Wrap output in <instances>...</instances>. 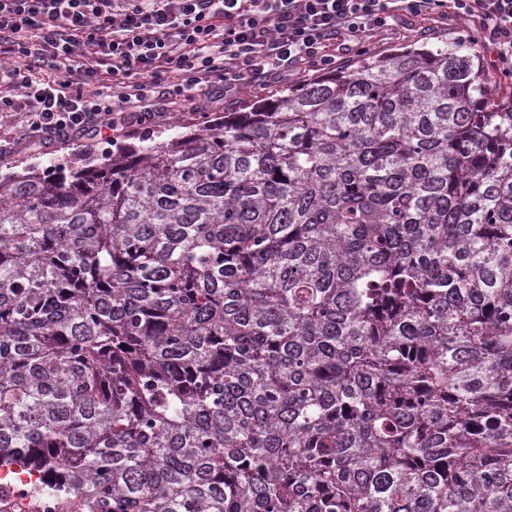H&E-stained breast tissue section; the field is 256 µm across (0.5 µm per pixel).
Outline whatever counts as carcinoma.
I'll use <instances>...</instances> for the list:
<instances>
[{"mask_svg":"<svg viewBox=\"0 0 512 512\" xmlns=\"http://www.w3.org/2000/svg\"><path fill=\"white\" fill-rule=\"evenodd\" d=\"M0 468L83 512H512V106L474 48L0 176Z\"/></svg>","mask_w":512,"mask_h":512,"instance_id":"carcinoma-1","label":"carcinoma"}]
</instances>
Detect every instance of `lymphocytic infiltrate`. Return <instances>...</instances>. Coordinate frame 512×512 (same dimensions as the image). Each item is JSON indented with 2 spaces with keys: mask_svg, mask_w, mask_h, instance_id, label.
Masks as SVG:
<instances>
[{
  "mask_svg": "<svg viewBox=\"0 0 512 512\" xmlns=\"http://www.w3.org/2000/svg\"><path fill=\"white\" fill-rule=\"evenodd\" d=\"M409 17L464 22L512 78V0H0V161L335 69Z\"/></svg>",
  "mask_w": 512,
  "mask_h": 512,
  "instance_id": "lymphocytic-infiltrate-1",
  "label": "lymphocytic infiltrate"
}]
</instances>
